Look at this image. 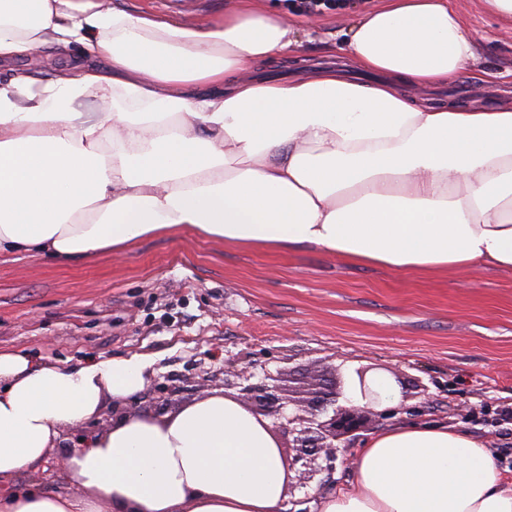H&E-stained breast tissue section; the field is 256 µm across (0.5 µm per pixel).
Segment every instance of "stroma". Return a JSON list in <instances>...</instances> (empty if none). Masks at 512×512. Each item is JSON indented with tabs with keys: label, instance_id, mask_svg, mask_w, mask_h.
<instances>
[{
	"label": "stroma",
	"instance_id": "obj_1",
	"mask_svg": "<svg viewBox=\"0 0 512 512\" xmlns=\"http://www.w3.org/2000/svg\"><path fill=\"white\" fill-rule=\"evenodd\" d=\"M189 23L222 19L232 0H109ZM382 0H341L339 9L293 20L297 42L258 69L262 78L303 76L334 67L361 83L377 76L351 68L335 50L340 30ZM464 18L479 58L450 85L422 89L437 103L487 107L512 98V22L484 0H448ZM35 361L77 363L148 357L149 376L121 410L158 415L160 389L177 393L174 413L224 388V361L237 372L255 359L270 368H300L308 378L345 365L391 380L414 379L429 423L462 425L499 454L512 472V273L476 268L460 273L398 271L340 259L310 245L265 249L172 231L70 264L31 256L0 258V352ZM99 419L65 431L35 469L12 486L78 493L65 476L82 439L112 423Z\"/></svg>",
	"mask_w": 512,
	"mask_h": 512
}]
</instances>
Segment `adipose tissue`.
<instances>
[{"label":"adipose tissue","mask_w":512,"mask_h":512,"mask_svg":"<svg viewBox=\"0 0 512 512\" xmlns=\"http://www.w3.org/2000/svg\"><path fill=\"white\" fill-rule=\"evenodd\" d=\"M353 67L242 79L283 56L275 0L187 25L105 0H0V63L40 49L52 77L0 81V254L72 263L188 228L263 248L314 245L399 271L512 272V102L420 103L475 42L447 0H385L346 33ZM142 357L74 365L0 353V481L62 433L126 401ZM321 512H512L493 449L400 423L358 453ZM79 493H0V512H284L290 474L271 423L221 392L175 414L117 418L67 460Z\"/></svg>","instance_id":"obj_1"}]
</instances>
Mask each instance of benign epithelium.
Returning a JSON list of instances; mask_svg holds the SVG:
<instances>
[{"mask_svg": "<svg viewBox=\"0 0 512 512\" xmlns=\"http://www.w3.org/2000/svg\"><path fill=\"white\" fill-rule=\"evenodd\" d=\"M363 404L346 397L341 368L317 384L304 385L284 370L257 362L254 372L235 382L224 379V388L239 389V400L254 415L271 417L280 439L288 441L286 460L293 473L289 492L307 486L322 473H332L338 457L370 430L397 416L414 420L422 406L408 405V384L397 379L402 400L394 407H380V397L367 384V369L355 370Z\"/></svg>", "mask_w": 512, "mask_h": 512, "instance_id": "obj_1", "label": "benign epithelium"}]
</instances>
